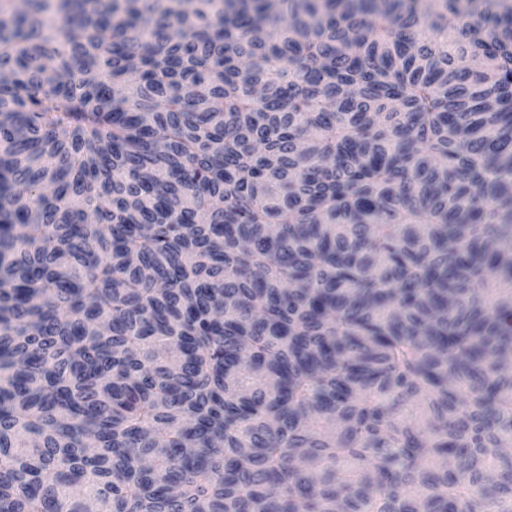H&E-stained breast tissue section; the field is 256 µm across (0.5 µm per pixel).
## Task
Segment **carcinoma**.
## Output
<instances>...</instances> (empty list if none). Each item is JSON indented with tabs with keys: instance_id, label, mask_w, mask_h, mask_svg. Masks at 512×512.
Returning <instances> with one entry per match:
<instances>
[{
	"instance_id": "obj_1",
	"label": "carcinoma",
	"mask_w": 512,
	"mask_h": 512,
	"mask_svg": "<svg viewBox=\"0 0 512 512\" xmlns=\"http://www.w3.org/2000/svg\"><path fill=\"white\" fill-rule=\"evenodd\" d=\"M512 5L0 9V512H512Z\"/></svg>"
}]
</instances>
